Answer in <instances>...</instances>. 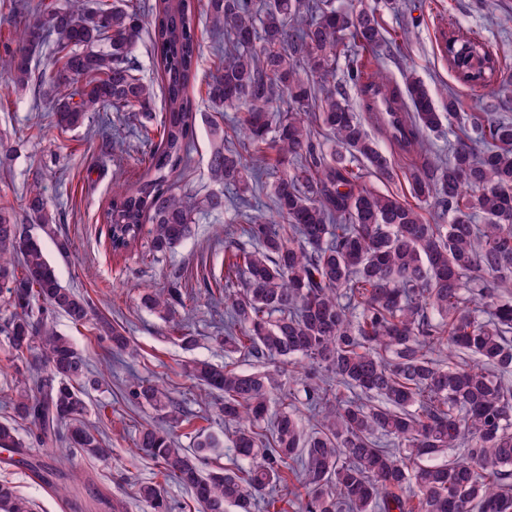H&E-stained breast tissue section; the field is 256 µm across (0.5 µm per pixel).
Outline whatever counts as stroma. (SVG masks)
Here are the masks:
<instances>
[{"mask_svg":"<svg viewBox=\"0 0 512 512\" xmlns=\"http://www.w3.org/2000/svg\"><path fill=\"white\" fill-rule=\"evenodd\" d=\"M377 7L396 48L382 50L381 68L393 84H401L404 69H414L433 95L445 105L447 94L459 96L462 114H469L477 92L461 83L442 52L444 32L455 28L483 41L498 57L501 66L512 71V0H363ZM215 72L210 49H203L192 95L197 103L194 149L190 169L178 178L180 188L197 196L220 190L207 170L212 122L231 125L232 110L213 108L206 85ZM51 105L33 91L15 92L0 84V145L11 159L0 168V204H10L17 216H24L26 192L39 182L51 212L57 214L55 237L44 238L43 248L55 266L61 282L89 298L93 319L83 326L67 317L54 315L56 329L68 336L88 361L91 382L85 387L87 420L96 426L112 450V461L103 464L89 456H74L61 463L64 445L35 446L27 425H20L19 437L42 464L62 466L66 496L60 497L22 465L0 464V481L10 482L18 493L34 501L37 512H142L132 497L137 482H163L173 512H199L191 494L174 481L162 480L155 463L134 447L142 426L164 423V413L149 406L128 402L124 397L129 372L171 389L180 407L198 418L196 428H179L182 447H192L197 428L216 435L220 445L207 462L214 469L230 464L229 431L218 416L213 396L186 377V365L207 361L221 365L233 360L239 370H261L262 362L236 354L226 356L214 341L224 332V301L210 296L215 280L224 272V218L198 215L190 236L172 252L154 257L147 240H140L127 253L113 255L105 229L99 221L112 196L115 181H136L143 173L142 158L147 151L136 136L130 120L115 125L130 157L113 158L111 144L100 135L80 128L67 133L56 129L50 119ZM366 129L394 166V178L380 181L368 177L369 185L381 191L406 188L405 169L420 164L419 152L401 153L374 123ZM67 251H59L58 242ZM179 283L184 302L176 306L172 320L183 323L194 336L192 346H182L169 331L170 320L141 307L142 289H162ZM105 318L131 339L122 361L109 359L110 343L101 337L96 318Z\"/></svg>","mask_w":512,"mask_h":512,"instance_id":"35a3bbf8","label":"stroma"}]
</instances>
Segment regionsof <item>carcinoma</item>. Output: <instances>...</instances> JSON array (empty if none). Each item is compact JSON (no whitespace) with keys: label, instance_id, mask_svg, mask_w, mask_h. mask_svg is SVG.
I'll return each instance as SVG.
<instances>
[{"label":"carcinoma","instance_id":"obj_1","mask_svg":"<svg viewBox=\"0 0 512 512\" xmlns=\"http://www.w3.org/2000/svg\"><path fill=\"white\" fill-rule=\"evenodd\" d=\"M15 48L0 55V72L15 89L31 88L51 102L62 132L83 127L91 114L132 112L140 130L158 131L145 163L147 176L118 182L102 213L110 249L122 254L151 225L152 256L164 255L192 232L199 213H224V192L202 198L181 193L175 177L190 167L196 103L189 88L201 55L200 17L224 38L208 84L210 102L241 112L242 137L210 126L207 169L228 187L244 183L247 162L266 169L251 178L270 186L274 214L239 199L251 248L224 242V303L234 334L217 336L230 354L273 360L246 373L235 363H195L186 376L216 398L218 414L234 425L233 466L205 470L212 448L200 432L192 450L178 446L172 427L141 428L135 447L164 478L190 491L200 512H286L289 495L300 512H512V122L478 100L473 133L457 138L444 162L425 154L407 175L409 193L431 202L446 224L425 223L394 192L365 183L389 177L381 152L359 113L327 82L339 61L359 84L361 62L351 46H387L375 10H342L333 0H14ZM147 33L158 84L143 80L135 46ZM55 39L50 69L34 56ZM471 88H512V73L475 38L448 57ZM410 111L387 135L402 152L423 144L457 113L448 97L440 111L412 70L403 75ZM371 86L399 97L383 74ZM369 86V87H371ZM369 87H361L368 96ZM161 113H155L156 101ZM28 218L40 233L0 206V286L7 288L0 335L16 360L43 362L37 376L15 367V418L33 428L42 446L63 443L69 455L108 460L98 431L83 418L88 365L51 315L89 321L88 298L62 284L42 236L55 219L31 189ZM481 223H474L475 218ZM181 302L177 287L148 290L141 305L167 319ZM116 356L130 340L103 327ZM126 397L168 410L175 425L192 418L160 385L130 374ZM315 418L305 433L300 409ZM0 460L28 459L15 422H0ZM448 454L441 462L434 458ZM135 497L144 512H172L163 485L145 482ZM0 512H33L32 504L0 483Z\"/></svg>","mask_w":512,"mask_h":512}]
</instances>
